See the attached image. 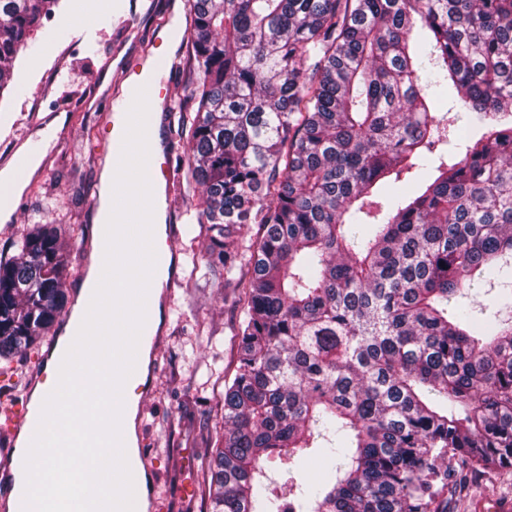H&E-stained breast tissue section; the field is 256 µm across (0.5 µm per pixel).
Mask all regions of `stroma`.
I'll list each match as a JSON object with an SVG mask.
<instances>
[{
	"label": "stroma",
	"mask_w": 512,
	"mask_h": 512,
	"mask_svg": "<svg viewBox=\"0 0 512 512\" xmlns=\"http://www.w3.org/2000/svg\"><path fill=\"white\" fill-rule=\"evenodd\" d=\"M128 0H62L44 17L36 37L29 40L14 63L9 93L0 100V158L9 159L23 190L9 195L12 217L0 223V257L15 255L13 242L36 224L58 228L68 254L69 273L63 288L75 300L87 274V251L76 239L92 243L96 235L94 210L99 174L112 148V115L126 105L113 89L124 76H138L148 62L163 70L168 98L183 95L186 77L172 68L187 27L184 0H153L128 20ZM49 118L48 131L33 129V119ZM35 145L38 166L27 171L17 158L22 146ZM184 176L170 185L167 207L178 233L179 276L183 280L170 301L164 321L167 336L147 386L137 388L145 439L163 476L156 495L162 512H204L192 493L206 453L199 428L223 398L217 373L234 372L230 345L240 310L224 296V280L215 277L206 290L188 279L190 252L203 251V241L183 233L186 211L197 196L183 194ZM47 343L16 358L0 374V395L25 396L29 377L45 378ZM448 512H474L481 499L512 500V468L492 466L466 474L447 492Z\"/></svg>",
	"instance_id": "1"
}]
</instances>
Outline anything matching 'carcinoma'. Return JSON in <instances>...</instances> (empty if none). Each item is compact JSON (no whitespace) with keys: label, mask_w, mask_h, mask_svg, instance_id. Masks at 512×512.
<instances>
[{"label":"carcinoma","mask_w":512,"mask_h":512,"mask_svg":"<svg viewBox=\"0 0 512 512\" xmlns=\"http://www.w3.org/2000/svg\"><path fill=\"white\" fill-rule=\"evenodd\" d=\"M60 0H0V99ZM184 233L240 308L207 512H447L457 467L512 466V0H186ZM453 94L459 115L439 111ZM454 141L464 152L437 153ZM237 224L258 225L247 244ZM0 260V359L65 312L43 224ZM508 280L495 321L477 280ZM319 454H314L315 450ZM322 461L278 487L274 458ZM499 288L498 286L491 288L485 281H479L474 284L469 294L475 302L473 314L476 320L482 321L490 317L492 313L496 311L494 300Z\"/></svg>","instance_id":"carcinoma-1"}]
</instances>
